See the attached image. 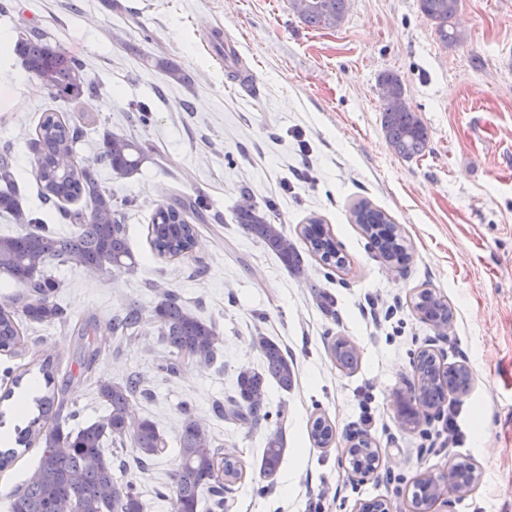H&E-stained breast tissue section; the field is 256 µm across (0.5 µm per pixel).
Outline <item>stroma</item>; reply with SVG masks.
Segmentation results:
<instances>
[{
	"instance_id": "35a3bbf8",
	"label": "stroma",
	"mask_w": 512,
	"mask_h": 512,
	"mask_svg": "<svg viewBox=\"0 0 512 512\" xmlns=\"http://www.w3.org/2000/svg\"><path fill=\"white\" fill-rule=\"evenodd\" d=\"M119 2L111 11L104 0H0V152L10 153L23 208L59 233L73 232L40 194L30 141L46 110L83 115L87 135L77 159L94 161L96 178L115 198L133 199L124 224L137 260L131 272L93 273L75 261L53 266L54 299L70 323L22 326L21 354H0V369L26 370L13 399L0 402V446L12 447L16 428L27 425L30 415L15 399L44 394L39 365L52 355L74 372L65 400L78 423L105 410L98 380L137 373L150 388V397L132 400V414L155 423L167 452L147 470L123 474L138 487L143 512H171L157 490L173 482L185 404L216 446L242 462L224 512H356L378 497L408 512L413 480L462 457L478 463L481 484L465 499L438 504V512H512V0H461L464 39L450 47L417 0H349L334 29L307 26L289 0ZM23 21L84 64L96 96L58 105L13 51ZM212 27L236 46L249 81L231 79L207 50L203 33ZM156 56L192 72L194 85L169 80L154 66ZM385 72L399 76L428 128L423 156L399 157L384 136ZM141 103L151 108L145 123L136 112ZM106 130L151 147L138 173L117 179L96 162ZM245 193L257 205L274 203L276 223L294 242L309 218L322 219L350 260L347 270L326 272L308 255L301 273L287 272L235 224L233 209ZM174 196L203 201L210 221L199 225L189 256L161 258L148 227L157 206ZM363 200L401 225L405 266L381 259L352 223L351 210ZM160 280L216 324L220 364L188 362L177 377L162 379L155 366L165 349L146 326L121 347L111 335L99 337L93 370L78 373L74 326L89 319L105 325L130 304L151 309ZM314 283L332 296V310L320 307ZM422 288L452 307L455 327L443 349L473 374L474 388L459 403L456 444L447 440V414L410 427L393 405L409 397L412 357L435 336L412 306ZM257 334L285 347L294 385L270 384L269 423L224 422L215 404L233 395L240 368L263 364L252 343ZM340 336L357 349L354 368L332 357ZM318 416L336 429L331 447L310 437ZM273 429L285 449L268 482L259 469ZM358 433L376 442L384 460L377 475L353 481L340 459Z\"/></svg>"
}]
</instances>
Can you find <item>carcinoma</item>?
Wrapping results in <instances>:
<instances>
[{
	"instance_id": "1",
	"label": "carcinoma",
	"mask_w": 512,
	"mask_h": 512,
	"mask_svg": "<svg viewBox=\"0 0 512 512\" xmlns=\"http://www.w3.org/2000/svg\"><path fill=\"white\" fill-rule=\"evenodd\" d=\"M459 2L418 0L420 10L433 21L438 39L446 46L458 44L463 38L457 22ZM347 3L348 0H306L304 7L293 3L291 8L311 27L334 29L343 22ZM15 51L26 70L42 82L55 100L75 103L96 93L83 64L53 44L44 29L20 24ZM156 65L177 83L188 87L195 83L193 73L173 62L158 58ZM379 81L398 90L394 95L383 94L382 128L389 145L403 159L423 155L429 146L428 132L417 112L402 102L401 80L386 72ZM84 134L83 125L63 120L56 112H46L31 142L35 175L43 197L49 201L85 203L80 210L64 212V218L78 226L70 235L56 232L24 211L9 155L0 154V212L19 225L16 233L0 236V273L21 288L18 295L0 305V352L19 354L22 344L18 316L39 324L69 323L67 310L53 301L59 283L47 273L51 264L76 260L93 272L111 268L132 271L136 266L121 217V210L132 206L133 201H115L112 191L91 173V164L75 161L76 148ZM148 152L147 146L131 137L107 132L97 161L107 163L116 177L126 178L139 170ZM208 219L199 201L176 198L163 203L151 220V246L161 257L186 255L196 245V225L205 224ZM352 220L371 229L370 247L385 261L403 265L409 260L401 234L394 230L384 232L383 226L392 223L384 211L361 202L353 209ZM234 221L244 233L276 255L287 271L301 272L302 253L275 224L271 209L251 201L240 202L234 208ZM302 234L308 251L329 269L334 271L346 265L343 250L321 220H310ZM154 288L158 301L150 312L130 305L112 316L110 329L117 344L135 341L148 321L168 349V357L156 366L158 375H176L186 359L198 366L215 364L220 352L216 325L194 313L174 290L158 283ZM415 305L418 311L429 315L428 322L433 326L448 315V308L429 289L417 295ZM253 343L263 357L262 368L241 369L234 395L225 404H215L219 417L251 426L270 419V383L287 391L296 377L288 352L278 341L258 336ZM65 392L60 388L36 399L37 415L17 432L16 445L29 448L36 443L40 457L23 486L13 493L9 512H58V504L69 489L74 491L69 512H143L136 485L117 477L114 470L127 466L144 470L165 451V442L154 423L131 417V400L149 393L144 380L132 375L121 383L99 381L98 394L106 411L95 421L77 427L69 425L76 412L66 410ZM332 434L326 420L315 418L311 426L315 442L325 443ZM128 442L139 450V455L130 461L119 455V449ZM283 455L282 433L270 432L260 466L264 478L275 477ZM240 473L239 460L231 455L221 456L209 429L193 416L189 407H183L173 485L162 494L170 502L171 512H198L204 502L210 510L223 508L227 483Z\"/></svg>"
}]
</instances>
